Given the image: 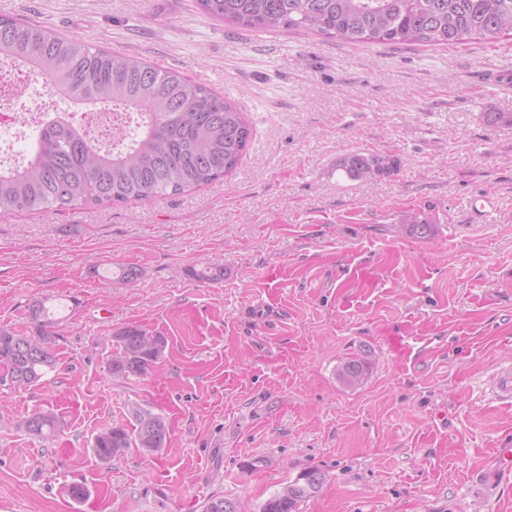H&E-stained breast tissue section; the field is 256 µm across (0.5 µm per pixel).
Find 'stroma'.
I'll return each instance as SVG.
<instances>
[{"instance_id": "stroma-1", "label": "stroma", "mask_w": 512, "mask_h": 512, "mask_svg": "<svg viewBox=\"0 0 512 512\" xmlns=\"http://www.w3.org/2000/svg\"><path fill=\"white\" fill-rule=\"evenodd\" d=\"M0 14L182 71L253 128L223 180L139 204L0 215V328L33 333L30 305L60 306L56 367L0 382V512H238L302 470L296 512H512V39L453 47L349 44L305 30H245L197 0H0ZM392 152L391 176L336 163ZM495 205L478 224L467 203ZM414 211L430 241L402 229ZM142 275L128 288L100 276ZM224 273L217 282L199 270ZM164 337L156 372L112 378L113 336ZM369 363L343 388L338 366ZM167 418L165 448L104 462L91 444L131 402ZM54 413L49 442L22 423ZM88 495L72 499V485ZM400 159L391 152L356 151L340 158L336 169L354 181H367L377 177L391 176L399 170Z\"/></svg>"}]
</instances>
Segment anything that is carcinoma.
I'll return each mask as SVG.
<instances>
[{
	"label": "carcinoma",
	"instance_id": "carcinoma-1",
	"mask_svg": "<svg viewBox=\"0 0 512 512\" xmlns=\"http://www.w3.org/2000/svg\"><path fill=\"white\" fill-rule=\"evenodd\" d=\"M208 16L250 30L307 29L350 42L456 45L477 37L492 42L512 36V0H197ZM0 60L43 80L51 93L87 112L111 109L127 115L112 132V146L94 144L84 128L62 116L45 124L29 157L15 165L0 161V214L12 211L111 207L146 201L224 179L245 155L252 131L243 113L207 85L181 71L58 36L48 28L0 15ZM400 159L391 152L356 151L336 169L354 181L391 176ZM406 232L434 237L435 225L416 213L405 215ZM141 276L124 266L108 279L114 288ZM36 333L0 328V380L33 386L55 367L52 320L46 301L31 305ZM115 350L107 372L114 378L145 376L156 368L165 340L126 327L112 337ZM368 362L350 358L337 377L348 389L362 385ZM130 419L99 431L93 451L109 462L135 448L154 454L165 447L168 425L153 407L134 402ZM25 431L47 442L59 428L57 417L36 410ZM321 484L314 469L301 471L262 512H294ZM205 512H237L235 503L212 495Z\"/></svg>",
	"mask_w": 512,
	"mask_h": 512
}]
</instances>
